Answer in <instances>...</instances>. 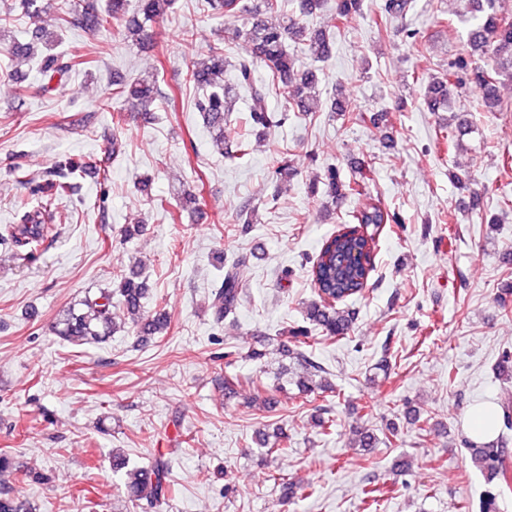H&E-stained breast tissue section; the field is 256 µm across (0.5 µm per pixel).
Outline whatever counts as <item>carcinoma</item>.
I'll return each mask as SVG.
<instances>
[{
    "label": "carcinoma",
    "mask_w": 512,
    "mask_h": 512,
    "mask_svg": "<svg viewBox=\"0 0 512 512\" xmlns=\"http://www.w3.org/2000/svg\"><path fill=\"white\" fill-rule=\"evenodd\" d=\"M366 0H336L332 22L347 24L353 17L363 14ZM469 18L464 20L468 50L448 62L445 77L428 82L425 105L430 112L448 107L452 90L460 89L476 93L483 107L492 112L500 105L499 86L505 79H512V12L504 8V0H467ZM212 14L229 21L233 39L248 47V55L234 65L235 86L224 84L226 59L224 47H210L204 57L192 62L187 68L186 81L202 91L195 101V109L202 113L206 125L215 132L216 144L224 145V123L230 112L235 88L249 93L251 105L249 118L252 128H265L286 119L288 112H320L325 103L316 92L317 70L301 64L297 55L289 52L292 43L304 47L313 62L325 61L333 54L332 40L318 30H312L301 19L284 11V0H209ZM174 6V0H140L139 19H125V0H110L105 12L91 7L79 13L78 26L94 31H106L109 26L120 27L126 39L142 41L148 37L145 23L165 15ZM412 8V0H378L377 34L387 32L393 18L403 17ZM251 13L254 20L237 24L238 18ZM279 17L276 23L261 19L263 15ZM85 64L83 55L73 48L63 55H49L39 62V74L43 92L50 94L67 82L73 70ZM263 67L266 78L256 76V68ZM158 73L131 82L116 84L115 95L125 100H138L146 105L159 96ZM283 98V111L269 109L267 98L272 95ZM333 112H343L350 120L368 119L378 124L379 118H368L343 100L330 104ZM466 127L450 123L438 129L437 139L450 148L460 146ZM251 139L243 134L225 151L229 158H242L252 153ZM272 176L275 179L292 177L296 167L288 160L285 149L275 151L271 157ZM84 167L82 161H70L49 173L45 194L37 208L22 215L21 223L4 227L6 237L16 248L27 253L44 251L52 245L55 236L56 198L75 190L74 177ZM311 194L323 193L333 200L364 195V182L342 179L336 168L327 170L322 183L310 186ZM399 222V217L379 198H371L349 214V220L336 233L321 244L310 270L316 298L306 305L307 326L289 331L294 342L297 361L306 370L307 378L300 382L303 393L319 395L333 392L335 387L322 377V364L312 352L311 339L336 342L346 338L351 329L354 313L341 304L359 296L367 286L373 271L377 242L360 233V227L379 229L383 224ZM244 264L240 259L224 267L219 287L210 295V310L215 325L235 313L240 302L242 288L237 269ZM148 288L140 280L139 271L116 276L113 288H101L84 297L79 307L65 310L51 326L52 334L68 346L100 344L109 339L117 329L112 309L123 307L131 317L136 335L143 341L162 336L170 327V316L162 308L148 314L143 310V300ZM250 403L259 411H266L275 403L274 390L261 382H251ZM315 426L320 434L331 436L336 432V418L328 411L315 416ZM260 454L273 456L288 452V436L279 434L274 440L259 436ZM471 456L486 473L488 482L494 485L483 501V512H493L496 497L512 489V467L507 464V451L499 443H472ZM112 467L122 472L126 498L141 509L150 512L165 504L173 495L171 462L162 454L154 456L146 464L129 465L127 456L112 454ZM44 476L31 470L20 469L10 454L0 452V512H33V506L21 493V488Z\"/></svg>",
    "instance_id": "cac0c4a2"
}]
</instances>
